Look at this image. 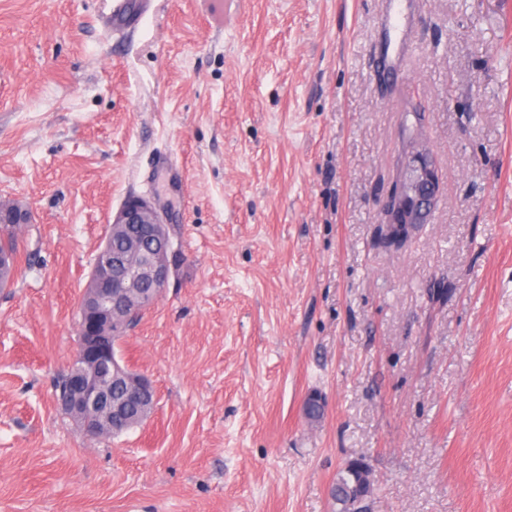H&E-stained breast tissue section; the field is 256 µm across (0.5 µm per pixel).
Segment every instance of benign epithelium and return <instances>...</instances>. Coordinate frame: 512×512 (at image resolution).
I'll list each match as a JSON object with an SVG mask.
<instances>
[{"label": "benign epithelium", "instance_id": "obj_1", "mask_svg": "<svg viewBox=\"0 0 512 512\" xmlns=\"http://www.w3.org/2000/svg\"><path fill=\"white\" fill-rule=\"evenodd\" d=\"M440 188L435 161L421 148L419 138L404 145L392 174V189L382 208L383 235L398 247L424 224ZM31 210L17 201L0 202V224H30ZM112 224L129 233L128 249H112L104 240L91 270L79 313L83 334L71 366L82 369L67 376L58 402L64 414L82 418L84 433L100 438L99 416L118 423L128 420L131 410L152 397L153 383L131 371L112 352L107 339L117 335V326L138 311L154 305L174 272L169 254L172 243L167 231L166 210L155 201L126 200ZM126 384V397L112 400L111 381Z\"/></svg>", "mask_w": 512, "mask_h": 512}]
</instances>
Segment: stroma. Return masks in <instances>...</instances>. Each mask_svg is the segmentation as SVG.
Instances as JSON below:
<instances>
[{
    "instance_id": "stroma-1",
    "label": "stroma",
    "mask_w": 512,
    "mask_h": 512,
    "mask_svg": "<svg viewBox=\"0 0 512 512\" xmlns=\"http://www.w3.org/2000/svg\"><path fill=\"white\" fill-rule=\"evenodd\" d=\"M0 0V200L29 204L0 290V512H512V0ZM442 173L379 243L406 104ZM160 200L180 263L119 351L155 385L93 441L57 406L113 215ZM318 395L323 417L304 404ZM145 0H113L112 26L123 28L135 25L142 14V5Z\"/></svg>"
}]
</instances>
